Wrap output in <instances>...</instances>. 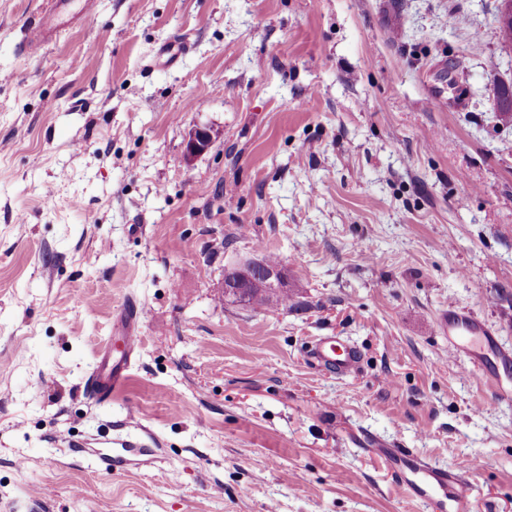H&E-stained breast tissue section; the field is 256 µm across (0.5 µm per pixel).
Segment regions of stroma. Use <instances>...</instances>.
<instances>
[{
  "label": "stroma",
  "mask_w": 512,
  "mask_h": 512,
  "mask_svg": "<svg viewBox=\"0 0 512 512\" xmlns=\"http://www.w3.org/2000/svg\"><path fill=\"white\" fill-rule=\"evenodd\" d=\"M499 2L98 0L31 54L48 0H0V512H433L381 445L479 460L466 512H512ZM260 248L294 306L225 301ZM130 298L141 349L96 405ZM452 307L492 331L480 364L448 349ZM316 336L358 370L309 361ZM127 446L145 464H97ZM306 353L320 367L336 374L351 373L360 362L357 349L336 339V336L314 337Z\"/></svg>",
  "instance_id": "35a3bbf8"
}]
</instances>
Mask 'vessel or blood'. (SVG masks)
<instances>
[{"mask_svg": "<svg viewBox=\"0 0 512 512\" xmlns=\"http://www.w3.org/2000/svg\"><path fill=\"white\" fill-rule=\"evenodd\" d=\"M97 0H52L54 22H43L31 32L26 48L37 52L48 44L56 34L57 20L78 16H91L96 10ZM146 314L143 306L128 302L117 322L116 330L122 343L120 352L104 348L90 370L85 388L94 403L109 401L119 392L127 372L141 346L139 323ZM481 330L480 322L469 314H453L448 318L449 345L455 352L471 355L476 338ZM307 355L327 371L347 374L357 369L360 357L357 349L333 336H318L312 339ZM379 455L399 476L400 487L412 496L426 500L436 506L438 512H465L474 485L461 479L448 469L423 462L417 456L397 448L380 449Z\"/></svg>", "mask_w": 512, "mask_h": 512, "instance_id": "obj_1", "label": "vessel or blood"}]
</instances>
